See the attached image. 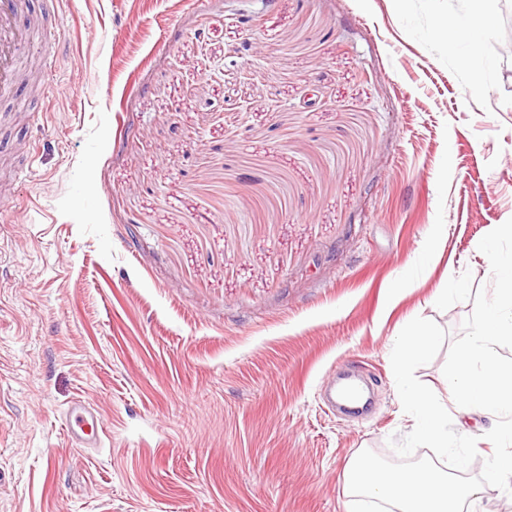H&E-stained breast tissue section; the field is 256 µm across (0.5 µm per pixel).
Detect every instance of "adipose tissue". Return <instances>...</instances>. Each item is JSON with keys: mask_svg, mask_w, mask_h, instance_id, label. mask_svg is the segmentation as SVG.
Instances as JSON below:
<instances>
[{"mask_svg": "<svg viewBox=\"0 0 512 512\" xmlns=\"http://www.w3.org/2000/svg\"><path fill=\"white\" fill-rule=\"evenodd\" d=\"M494 22L491 13L475 9L440 18L433 35L462 67L478 75L489 64L480 36ZM484 250L498 277L497 293L474 324L468 349L453 361L446 383L451 405L437 402L413 384L401 388L413 410V437L432 448L448 447L449 409L465 415L477 411L496 418L512 416V366H504L496 355L497 346L512 342V253L502 252L493 242ZM436 343L437 336L426 323L413 322L395 357L399 371L407 372L411 364L427 357ZM471 464L470 458H462L455 474L432 464L393 470L369 454L358 453L344 473V490L347 496L369 499L374 512H465L484 485L512 479V455L494 458L477 481L463 477Z\"/></svg>", "mask_w": 512, "mask_h": 512, "instance_id": "adipose-tissue-1", "label": "adipose tissue"}]
</instances>
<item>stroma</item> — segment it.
Here are the masks:
<instances>
[{
  "instance_id": "obj_1",
  "label": "stroma",
  "mask_w": 512,
  "mask_h": 512,
  "mask_svg": "<svg viewBox=\"0 0 512 512\" xmlns=\"http://www.w3.org/2000/svg\"><path fill=\"white\" fill-rule=\"evenodd\" d=\"M485 5L476 76L430 35L468 0H59L57 93L0 102L34 155L0 197V512H367L358 452H512L482 415L436 458L393 359L427 323L410 377L445 397L482 246L512 251V0ZM340 369L368 415L325 404ZM436 344L437 335L426 323L413 322L395 357L398 370L407 372L411 364L427 357ZM70 443L75 448H102L103 427L93 404L77 400L63 414Z\"/></svg>"
}]
</instances>
